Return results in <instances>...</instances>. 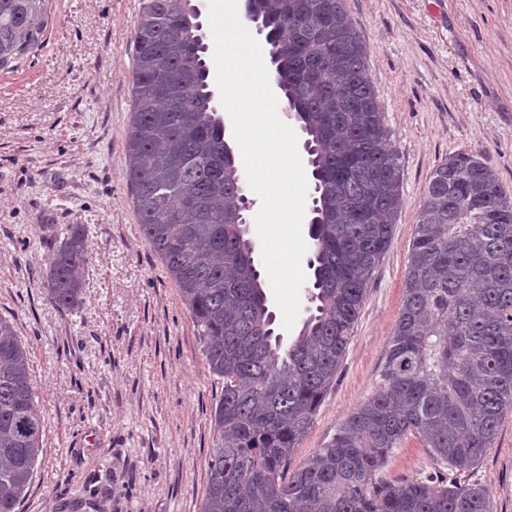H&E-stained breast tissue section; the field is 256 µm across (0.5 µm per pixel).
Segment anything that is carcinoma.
Here are the masks:
<instances>
[{
	"instance_id": "carcinoma-1",
	"label": "carcinoma",
	"mask_w": 512,
	"mask_h": 512,
	"mask_svg": "<svg viewBox=\"0 0 512 512\" xmlns=\"http://www.w3.org/2000/svg\"><path fill=\"white\" fill-rule=\"evenodd\" d=\"M49 2L0 0L1 70L42 44ZM139 4L125 144L133 208L180 288L209 369L224 380L201 512H493L489 488L458 475L493 447L512 409V200L495 173L467 151L436 167L376 388L293 469L401 206L368 47L347 0H253L312 148L319 305L285 362L246 238L244 178L208 90L198 11L191 0ZM82 262L75 228L50 259L48 294L58 306L79 303ZM411 434L436 471L392 482L386 460ZM41 437L27 350L0 318V512H16Z\"/></svg>"
}]
</instances>
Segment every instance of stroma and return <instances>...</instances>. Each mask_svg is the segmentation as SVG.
<instances>
[{"label":"stroma","instance_id":"stroma-1","mask_svg":"<svg viewBox=\"0 0 512 512\" xmlns=\"http://www.w3.org/2000/svg\"><path fill=\"white\" fill-rule=\"evenodd\" d=\"M393 133L402 207L300 465L369 397L403 299L424 188L477 154L512 197V0H348ZM138 0H52L45 41L0 71V318L29 350L42 451L17 512H201L223 381L209 372L176 283L131 202ZM80 227L76 307L51 303L49 259ZM409 436L385 468L434 472ZM512 512V410L470 474Z\"/></svg>","mask_w":512,"mask_h":512}]
</instances>
